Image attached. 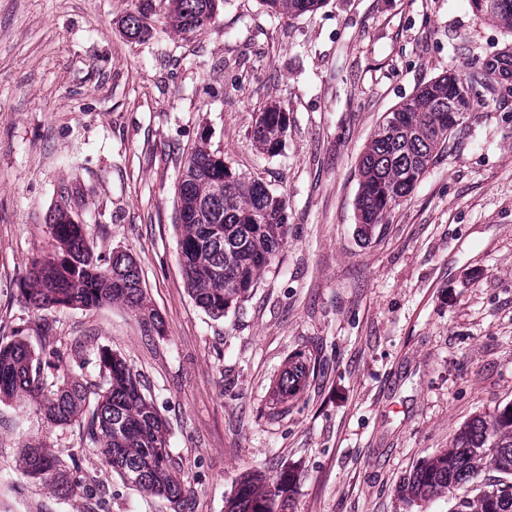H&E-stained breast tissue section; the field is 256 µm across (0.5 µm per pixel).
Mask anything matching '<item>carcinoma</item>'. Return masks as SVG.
Returning a JSON list of instances; mask_svg holds the SVG:
<instances>
[{
  "instance_id": "carcinoma-1",
  "label": "carcinoma",
  "mask_w": 512,
  "mask_h": 512,
  "mask_svg": "<svg viewBox=\"0 0 512 512\" xmlns=\"http://www.w3.org/2000/svg\"><path fill=\"white\" fill-rule=\"evenodd\" d=\"M275 15L314 13L324 0H260ZM471 0L474 12L499 22L512 33V0H491L484 10ZM216 0H168L170 25L179 32L203 29L214 19ZM149 8L129 15L125 29L139 37L148 30ZM484 70L507 81L512 78V47L484 63ZM470 107L469 86L448 73L421 87L411 102L389 112L367 146L359 164L356 197L358 223L369 235L415 189L432 159L444 149L459 114ZM288 129V117L277 106L258 114L253 129L257 147L275 156ZM177 212L181 215V261L196 304L221 317L254 287L260 272L284 245L288 235L285 202L262 180L246 177L224 159L197 148L181 173ZM54 253L32 260L23 293L30 306L88 308L120 300L134 310L145 309L139 269L127 253L104 261L87 244L82 226L65 210L51 217ZM52 354L42 358L22 339L0 340V401L24 393L39 400L49 421L76 425L80 440L98 449L126 486L180 505L187 489L173 475L165 422L142 390L139 375L126 359L100 348V381L77 375L49 377L58 369ZM307 366L296 361L278 379L272 414L288 412V400L299 390ZM27 474L51 484L67 496L86 485L76 454L69 461L53 454L44 442L22 451ZM512 477V404L486 418L464 423L451 448L424 457L407 481L411 502L428 501L452 487L475 479L486 466ZM293 475L284 472L268 481L243 477L226 501L225 512H287ZM459 512H512V482L461 503Z\"/></svg>"
}]
</instances>
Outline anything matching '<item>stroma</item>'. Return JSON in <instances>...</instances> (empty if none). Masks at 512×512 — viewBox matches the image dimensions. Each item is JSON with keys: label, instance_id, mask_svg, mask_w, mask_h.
Instances as JSON below:
<instances>
[{"label": "stroma", "instance_id": "1", "mask_svg": "<svg viewBox=\"0 0 512 512\" xmlns=\"http://www.w3.org/2000/svg\"><path fill=\"white\" fill-rule=\"evenodd\" d=\"M0 0V338L98 377L106 347L139 374L168 429L183 512H224L241 476L289 471L288 512H456L493 469L409 502L420 460L477 415L512 404V90L483 63L512 34L470 0H326L299 17L221 0L178 33L152 0ZM455 71L471 106L414 191L362 236L359 161L387 112ZM288 114L281 152L258 151L259 112ZM262 179L288 237L244 301L215 317L191 297L176 199L192 148ZM64 208L96 255L137 263L150 309L39 311L22 293ZM310 368L282 419L267 414L291 357ZM78 454L107 512H173L123 485L77 426L35 400L0 402V512H94L26 475L21 452Z\"/></svg>", "mask_w": 512, "mask_h": 512}]
</instances>
